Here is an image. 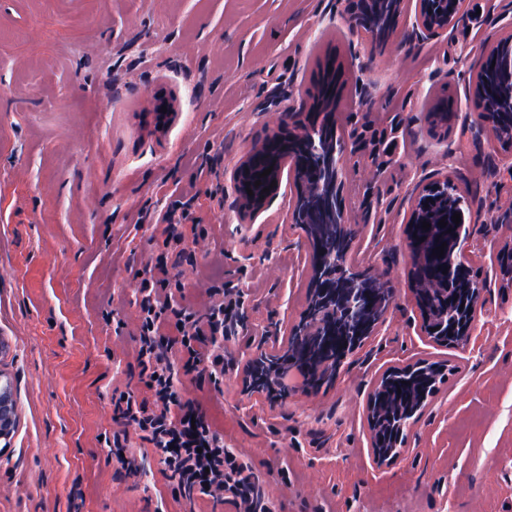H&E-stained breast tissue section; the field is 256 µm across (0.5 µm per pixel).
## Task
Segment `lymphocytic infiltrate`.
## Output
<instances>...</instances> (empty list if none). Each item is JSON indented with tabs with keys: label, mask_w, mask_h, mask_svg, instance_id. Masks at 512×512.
I'll return each instance as SVG.
<instances>
[{
	"label": "lymphocytic infiltrate",
	"mask_w": 512,
	"mask_h": 512,
	"mask_svg": "<svg viewBox=\"0 0 512 512\" xmlns=\"http://www.w3.org/2000/svg\"><path fill=\"white\" fill-rule=\"evenodd\" d=\"M142 333L138 359L146 387L161 402L160 411L147 410L126 394L113 396L116 412L127 422L133 423L145 433L155 451L163 456L172 483V498L180 500L192 489H209L226 494L231 502H238L248 489L249 478L242 463L224 446V438L194 409L179 407L174 371L160 365L155 353L153 336L155 322L165 311H172L176 325L183 336H201L220 330L221 322H199L182 310L173 309L170 301L154 297V284L143 280Z\"/></svg>",
	"instance_id": "f902f5d3"
}]
</instances>
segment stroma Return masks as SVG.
I'll return each instance as SVG.
<instances>
[{
  "instance_id": "obj_1",
  "label": "stroma",
  "mask_w": 512,
  "mask_h": 512,
  "mask_svg": "<svg viewBox=\"0 0 512 512\" xmlns=\"http://www.w3.org/2000/svg\"><path fill=\"white\" fill-rule=\"evenodd\" d=\"M453 30L421 42L416 5L386 49L371 48L339 0H0V379L16 423L0 450V512H183L114 391L157 404L140 377L139 285L205 316L224 289L249 327L281 330L303 311L311 248L288 222L292 183L241 223L230 171L294 121L318 64L336 54L347 83L342 207L358 228L363 270L394 302L335 385L268 404L244 394L247 329L224 341V372L199 337L184 371L175 323L157 334L180 372L178 393L251 467L275 512H512V285L497 255L512 224L502 169L512 152L479 119L469 87L484 42L504 36L512 0H466ZM452 103L448 131L427 115ZM176 112L157 125L158 97ZM448 175L465 198L461 250L479 258L483 305L467 346L422 332L410 292L408 193ZM179 220L184 260L161 249ZM421 360L453 372L376 465L366 402L388 368ZM119 440L133 467L108 456Z\"/></svg>"
}]
</instances>
